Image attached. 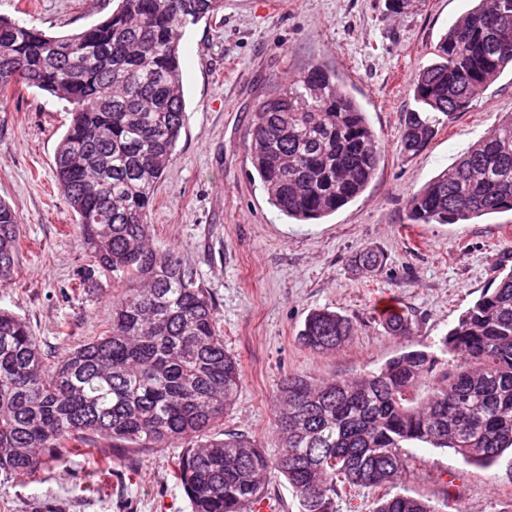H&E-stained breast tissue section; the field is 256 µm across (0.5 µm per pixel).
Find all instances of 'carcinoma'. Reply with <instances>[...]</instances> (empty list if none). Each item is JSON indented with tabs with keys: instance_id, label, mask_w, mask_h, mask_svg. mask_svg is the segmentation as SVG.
I'll use <instances>...</instances> for the list:
<instances>
[{
	"instance_id": "1",
	"label": "carcinoma",
	"mask_w": 512,
	"mask_h": 512,
	"mask_svg": "<svg viewBox=\"0 0 512 512\" xmlns=\"http://www.w3.org/2000/svg\"><path fill=\"white\" fill-rule=\"evenodd\" d=\"M419 72L401 143L412 156L438 126L512 66V0H472ZM224 0H118L99 22L50 35L0 16V93L18 84L66 101L72 118L53 177L96 269L129 282L112 297V327L62 356L45 353L28 322L0 309V471L31 476L72 455L112 470V448L187 442L174 474L192 512H245L271 474L284 477L299 512H335L346 489H385L374 512H445L400 487L404 445L450 448L493 467L512 455V269L442 336L382 367L315 384L282 379L274 426L280 453L224 430L241 383L224 351L216 305L176 252L157 249L148 216L186 119L179 48L190 25ZM252 166L270 203L312 224L358 198L382 146L356 99L320 63L254 106ZM413 224H457L512 211V114L408 200ZM18 217L0 199V286L13 284ZM391 336L409 319H383ZM345 316L311 313L301 343L334 352L352 335Z\"/></svg>"
}]
</instances>
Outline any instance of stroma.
Here are the masks:
<instances>
[{
  "instance_id": "1",
  "label": "stroma",
  "mask_w": 512,
  "mask_h": 512,
  "mask_svg": "<svg viewBox=\"0 0 512 512\" xmlns=\"http://www.w3.org/2000/svg\"><path fill=\"white\" fill-rule=\"evenodd\" d=\"M224 0L211 20L190 26L180 45L187 120L149 217L154 245L176 250L213 297L224 349L241 384L224 428L248 435L271 457L280 381L295 373L320 382L382 366L405 348H432L489 288L493 267L512 265V211L467 224H414L410 193L451 166L473 142L512 113V71L440 125L429 146L406 158L404 119L415 109L412 82L435 59L441 35L470 0H411L401 14L386 0ZM112 0H0V14L69 34L111 12ZM321 63L361 104L379 136L382 159L364 193L317 224H296L267 200L250 163L247 133L258 100L278 93ZM71 114L65 101L20 87L0 96V198L19 217L23 248L16 284L0 288V309L25 319L43 350L63 353L99 336L124 283L79 279L91 259L53 176L54 154ZM384 256L376 271L353 257ZM329 309L354 333L336 353L305 348L307 315ZM396 310L409 335H388ZM183 442L160 450L117 449L113 472L88 490V462L74 456L30 478L0 471V502L10 512H191L172 474ZM409 494L465 502L470 512H512V469H483L449 448L407 445Z\"/></svg>"
}]
</instances>
